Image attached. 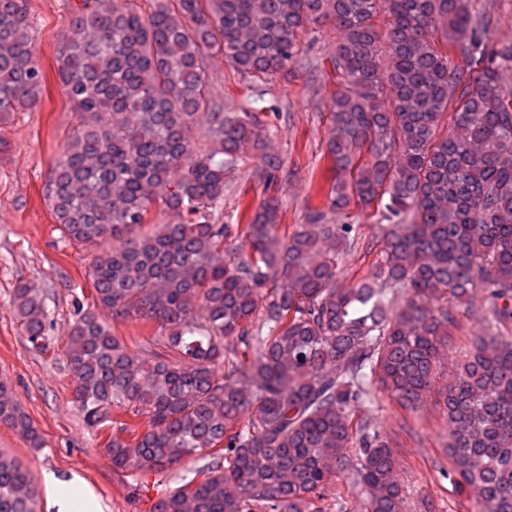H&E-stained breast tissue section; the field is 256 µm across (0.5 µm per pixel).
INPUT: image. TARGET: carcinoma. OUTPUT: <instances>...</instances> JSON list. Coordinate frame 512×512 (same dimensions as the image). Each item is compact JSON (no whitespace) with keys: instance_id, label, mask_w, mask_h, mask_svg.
Returning <instances> with one entry per match:
<instances>
[{"instance_id":"cac0c4a2","label":"carcinoma","mask_w":512,"mask_h":512,"mask_svg":"<svg viewBox=\"0 0 512 512\" xmlns=\"http://www.w3.org/2000/svg\"><path fill=\"white\" fill-rule=\"evenodd\" d=\"M56 77L77 125L46 188L62 237L112 248L92 259L93 304L65 340L72 403L115 470L203 464L155 512H404L378 391L425 402L450 328L448 300L487 294L482 333L442 393L449 473L473 512H512V49L490 42L468 0H67ZM387 17L389 60L374 18ZM329 57L326 170L302 224H279L228 175L254 155L265 189L266 84L301 57L313 25ZM464 65L451 64L448 51ZM251 79L235 112L211 98L209 56ZM46 77L29 0H0V125L34 107ZM454 110H449V107ZM356 206L384 237L327 213ZM171 220L152 229L153 213ZM376 253L341 281L342 258ZM24 336L46 340L44 292L19 280ZM114 321L157 322L165 354L141 357ZM0 424L42 433L0 380ZM341 486L335 488V482ZM32 473L0 449V512H38Z\"/></svg>"}]
</instances>
